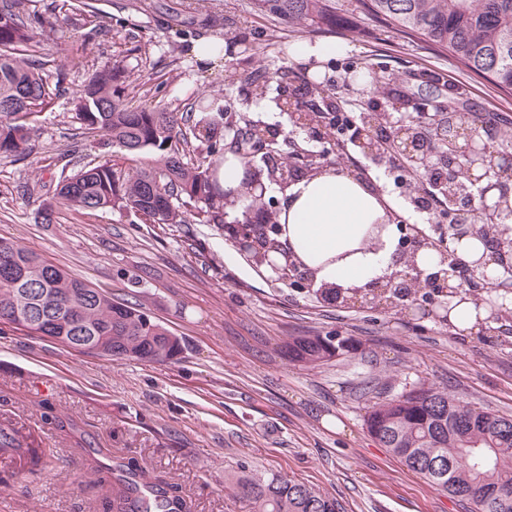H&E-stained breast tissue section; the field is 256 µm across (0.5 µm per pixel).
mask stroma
I'll list each match as a JSON object with an SVG mask.
<instances>
[{
	"label": "stroma",
	"instance_id": "1",
	"mask_svg": "<svg viewBox=\"0 0 512 512\" xmlns=\"http://www.w3.org/2000/svg\"><path fill=\"white\" fill-rule=\"evenodd\" d=\"M339 2L328 29L268 21L250 0H95L97 15H62L38 30L55 96L31 118V156L0 160V238L145 302L184 349L175 363L113 361L0 324V413L54 453L45 470L23 476L16 461L0 457V512H101L106 489L90 472L100 448L180 484L192 512H252L229 482L243 470L305 483L336 498L340 512H468L390 455L368 433L365 412L376 397L423 382L511 416L512 310L486 336L470 338L431 317L326 301L274 280L217 224H145L118 209L65 208L53 224L37 221L61 174L106 159L133 166L125 151L85 136L76 117V93L113 65L135 77L123 94L129 107L182 113L196 94L216 90L225 122L259 117L286 142L322 152L323 142L294 128L286 113L255 111L242 82L282 66L307 76L289 52L306 39L348 48L319 74L326 98L349 118L334 130L346 144L342 167L375 181L399 220L436 223L437 212L413 209L406 172L351 144V123L386 110L391 96L421 105L455 97L493 119L487 141L494 144L512 133V94L362 13L358 0ZM214 13L228 24L206 26ZM214 34L227 41L224 61L206 71L191 49ZM328 333L353 338L357 351L314 368L280 352L288 337ZM328 418L343 430L326 428ZM63 421L73 429L60 430Z\"/></svg>",
	"mask_w": 512,
	"mask_h": 512
}]
</instances>
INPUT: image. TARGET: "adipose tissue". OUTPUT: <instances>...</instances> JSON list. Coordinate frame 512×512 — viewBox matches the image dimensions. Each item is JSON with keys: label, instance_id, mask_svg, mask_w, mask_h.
I'll list each match as a JSON object with an SVG mask.
<instances>
[{"label": "adipose tissue", "instance_id": "obj_1", "mask_svg": "<svg viewBox=\"0 0 512 512\" xmlns=\"http://www.w3.org/2000/svg\"><path fill=\"white\" fill-rule=\"evenodd\" d=\"M278 213V263L309 273L316 287L344 291L405 270L394 205L374 185L336 165L293 179Z\"/></svg>", "mask_w": 512, "mask_h": 512}]
</instances>
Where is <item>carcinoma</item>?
<instances>
[{"label": "carcinoma", "instance_id": "carcinoma-1", "mask_svg": "<svg viewBox=\"0 0 512 512\" xmlns=\"http://www.w3.org/2000/svg\"><path fill=\"white\" fill-rule=\"evenodd\" d=\"M30 0H0V157L22 159L35 136L29 115L52 100L44 64L35 63L37 43L32 25L49 18L30 12ZM256 14L293 25L331 26L336 22V0H252ZM364 12L391 20L398 30L419 38L440 52L450 54L462 68L504 91H512V0H359ZM289 70L276 72L277 96L273 102L283 112L293 110L302 124L316 129L334 126L327 113L303 105L302 98L321 89V82L306 79L288 83ZM129 73L120 67L95 72L75 96L77 118L85 129L129 154L156 150L151 163L135 171H122L111 161L84 169L59 180L55 193L39 208L51 214L69 210L118 208L145 224H184L183 208L195 209L199 224L224 223V191L218 185V165L224 153L236 154L247 169L255 159L265 160L258 133L262 120L243 119L233 129L224 124L223 99L219 94L201 97L189 116L192 138L176 140L179 116L164 109L130 108L122 90ZM254 100L269 98L271 80L266 74L249 78ZM295 97L288 108L285 95ZM362 124L379 130L392 121L389 112H363ZM424 112L410 116L409 130L417 138L427 131L451 134L463 124L479 132L467 110L455 105L435 106L431 129L424 127ZM202 155L199 162L184 161L186 154ZM296 156L304 161L282 162L267 167L268 177L282 184L312 171L317 164L309 151ZM464 177L446 186L448 204L466 195ZM242 196L246 211L257 210L261 220L252 227L246 249L259 264H274L270 255L279 251L275 234L277 212L272 201L251 192L245 182ZM91 284L47 261L16 241L0 239V322L29 332L27 316L43 319L42 331L55 343L70 348L74 336H95L113 360L174 362L183 352L182 340L155 320L140 304L112 297L100 289V297L77 295L62 302V288H89ZM353 350L352 339L295 336L285 345L288 358L315 367ZM368 432L407 468L422 475L435 489L472 505L471 512H512V496L488 498L484 490L512 487V416L478 409L460 398L423 384L374 403L365 418ZM18 451L16 458L31 467L47 466L51 450L33 446L10 420L0 423V453ZM102 458L93 459L101 474L98 482H111L106 512H191V504L176 484L149 475L135 460H120L108 468ZM141 476L159 493L147 499L135 492L128 476ZM235 489L248 499L254 512H339L335 498L281 475L239 476Z\"/></svg>", "mask_w": 512, "mask_h": 512}]
</instances>
